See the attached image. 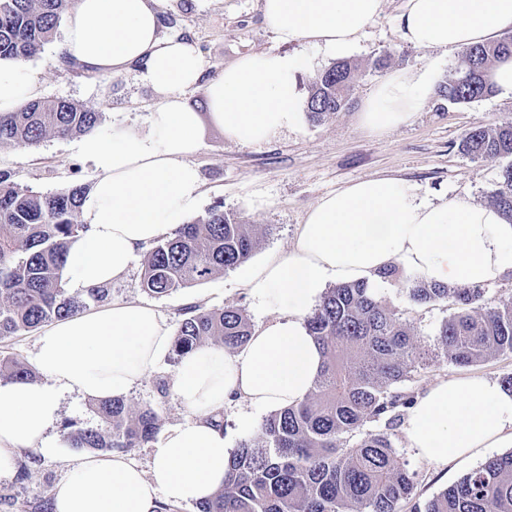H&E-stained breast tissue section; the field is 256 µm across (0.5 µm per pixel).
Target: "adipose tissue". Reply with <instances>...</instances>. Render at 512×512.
I'll return each instance as SVG.
<instances>
[{
    "instance_id": "obj_1",
    "label": "adipose tissue",
    "mask_w": 512,
    "mask_h": 512,
    "mask_svg": "<svg viewBox=\"0 0 512 512\" xmlns=\"http://www.w3.org/2000/svg\"><path fill=\"white\" fill-rule=\"evenodd\" d=\"M384 0H262L264 19L282 44L307 42L344 55L383 12ZM156 0H75L64 53L84 71L117 75L133 64L159 96L149 130L117 129L84 150L98 176L79 208L86 232L71 244L62 277L87 293L122 278L137 253L169 236L202 204L191 158L202 120L232 142L258 145L303 118L298 74L287 53L248 54L203 80L191 43L159 36ZM512 30V0H404L400 37L420 50L464 49ZM205 82L207 115L187 106L185 89ZM435 86L431 69L380 82L358 114L380 134L406 123ZM37 96L23 61L0 59V113ZM427 282L470 288L512 275V223L493 206L453 197L435 204L394 176L351 182L324 196L281 257L254 269L243 286L268 313L235 354L206 344L185 354L173 391L189 413L155 442L147 467L126 455L90 454L67 467L53 492L54 512H165L209 498L224 483L230 450L213 416L236 402L256 411L296 405L310 394L323 357L305 320L328 282L377 286L390 267ZM173 333L164 314L142 302L71 316L44 327L29 356L40 382L0 381V478L19 452L57 451L48 431L63 395L121 397L168 355ZM410 447L436 467L512 445V392L477 377L442 378L409 409Z\"/></svg>"
}]
</instances>
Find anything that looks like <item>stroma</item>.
<instances>
[{
  "label": "stroma",
  "mask_w": 512,
  "mask_h": 512,
  "mask_svg": "<svg viewBox=\"0 0 512 512\" xmlns=\"http://www.w3.org/2000/svg\"><path fill=\"white\" fill-rule=\"evenodd\" d=\"M403 0H385L382 15L360 36L346 56L355 68L344 109L315 123L303 119L296 128L283 131L268 143L243 145L224 137L222 129L203 123L202 147L193 156L203 188L202 211L222 205L225 213L256 225L258 246L248 263L168 296L155 297L142 287L143 256H136L126 275L110 286V301H139L155 305L171 326L178 328L186 307L203 310L228 304L242 307L252 325L259 327L268 315L256 307L242 281L250 268L285 251L299 224L321 197L347 183L395 176L415 184L421 196L439 203L458 195L473 203L488 205L499 189L501 171L512 159H477L460 148L466 131L478 123L497 125L512 121V92L497 90L486 99L461 106L448 104L430 94L411 120L383 134L362 128L358 113L364 100L386 77L397 71L433 69L438 82L463 64L459 50L421 51L403 41L396 30V17ZM163 37H181L194 43L205 61V78H212L241 56L277 49L275 35L264 20L261 0H158ZM61 37H54L31 60L40 98H64L102 112L96 128L99 137L113 128L126 127L143 133L147 117L157 102L152 87L140 78L139 67L118 75L84 72L62 61ZM386 57L383 69L374 61ZM83 137H50L39 144L0 148V171L10 172L21 186L43 194L79 183L93 185L97 173L83 149ZM375 296L392 309L405 313L413 325L426 366L408 389L418 393L441 377L479 376L501 380L512 373V357L458 367L436 362L435 334L453 307L448 303L410 304L394 281L375 287ZM176 367L163 360L156 371L130 391L126 399L136 409L152 407L162 428L183 422L186 410L173 392H160L159 379H172ZM95 420L89 402L75 394L61 401L60 418L50 429L58 448L55 455L37 449L21 452L26 478L0 479V512H34L36 505L52 499L55 485L66 468L81 457L80 449L66 439L67 427H81ZM394 446L402 461L420 475V499H427L455 483L465 467L434 468L423 462L416 449L408 447L403 433H396Z\"/></svg>",
  "instance_id": "1"
}]
</instances>
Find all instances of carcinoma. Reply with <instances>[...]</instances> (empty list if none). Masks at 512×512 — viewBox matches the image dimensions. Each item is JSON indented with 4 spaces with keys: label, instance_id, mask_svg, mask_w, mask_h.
Wrapping results in <instances>:
<instances>
[{
    "label": "carcinoma",
    "instance_id": "1",
    "mask_svg": "<svg viewBox=\"0 0 512 512\" xmlns=\"http://www.w3.org/2000/svg\"><path fill=\"white\" fill-rule=\"evenodd\" d=\"M74 0H0V59L29 61L53 37ZM512 58V35L465 49L463 65L441 84L450 105L471 104L496 92L492 66ZM354 67L339 61L312 84L311 120L340 111ZM102 113L66 99L34 100L0 113V147H27L48 137L82 136ZM476 158L512 157V123L472 126L461 142ZM87 192L72 185L42 194L0 171V338L35 330L77 314L82 299L68 295L61 271L72 240L85 231L78 208ZM493 202L512 222V164L502 172ZM258 244L254 225L214 206L147 252L144 289L157 297L190 288L247 262ZM382 278L399 281L394 267ZM404 280V279H402ZM414 305L452 302L454 312L437 332L440 361L460 367L512 355V297L493 306L481 288L405 279ZM306 328L324 354L311 394L296 406L273 411L263 438L243 440L230 453L224 486L197 512H512V451L493 456L428 501L416 500L418 474L395 453L392 435L414 396L425 361L411 324L378 300L364 282L326 290ZM251 336L243 309L185 308L172 348L173 362L214 343L234 352ZM0 380L31 381L33 371L0 354ZM96 423L68 432L74 448L129 450L150 442L160 426L152 407L131 409L122 397L93 404Z\"/></svg>",
    "mask_w": 512,
    "mask_h": 512
}]
</instances>
